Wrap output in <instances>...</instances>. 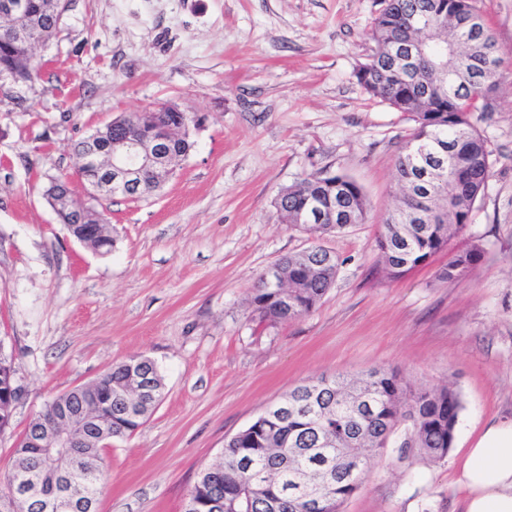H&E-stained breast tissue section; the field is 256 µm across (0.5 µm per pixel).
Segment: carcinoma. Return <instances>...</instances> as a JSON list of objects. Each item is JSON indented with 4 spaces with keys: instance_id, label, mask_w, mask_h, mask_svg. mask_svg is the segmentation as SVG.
<instances>
[{
    "instance_id": "obj_1",
    "label": "carcinoma",
    "mask_w": 512,
    "mask_h": 512,
    "mask_svg": "<svg viewBox=\"0 0 512 512\" xmlns=\"http://www.w3.org/2000/svg\"><path fill=\"white\" fill-rule=\"evenodd\" d=\"M33 16V33L52 36L71 0H25ZM370 39L375 47L357 71L358 83L374 97L387 101L415 123L401 147L395 169L401 197L382 225L378 249L393 276L425 263L444 250L452 235L468 224L476 201L484 193L490 174L491 150L474 123L475 114L492 111L488 87L496 85L498 58L490 28L482 23L476 38L460 17L474 5L468 0H381ZM414 17V36L440 31L445 50L457 38L471 40L466 52L477 77L462 75L454 83L437 77L440 60L427 52L420 71L411 72L393 62L391 53L402 37L404 19ZM35 64L21 58L20 50L0 21V70L19 80L30 77ZM172 121L159 112L158 123L148 126L137 114L129 115L123 132L132 137H161ZM319 202V213L336 209L343 222L297 223L308 197ZM277 212L292 226L318 239L363 224L367 199L350 177L311 173L284 190ZM483 248L474 242L450 256L441 276L450 281L467 277L481 262ZM288 271V289H255L251 298L260 319L275 325L312 312L332 288L338 262L324 264L320 246L281 258ZM12 357H0V405L8 402ZM99 403L95 410L112 419V437L132 435L161 402L165 384L156 364L143 356L115 363L94 381ZM462 408L460 394L450 385L414 389L401 375L381 368L369 369L354 379L320 377L294 388L268 407L266 417L224 443L220 459L205 468L188 496L221 501L223 512H275L280 501L293 504L292 512L308 510L309 487L320 486L326 495L323 512L341 507L361 486L371 461L388 447L404 422L410 423L398 446V458L411 456L428 462L444 460L452 447ZM83 471L70 484L71 495L88 503L82 512H97L102 481L101 449H83ZM37 465L31 448L17 452L11 468L27 475Z\"/></svg>"
}]
</instances>
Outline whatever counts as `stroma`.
Here are the masks:
<instances>
[{
    "mask_svg": "<svg viewBox=\"0 0 512 512\" xmlns=\"http://www.w3.org/2000/svg\"><path fill=\"white\" fill-rule=\"evenodd\" d=\"M475 5L499 58L493 110L475 122L490 176L444 251L394 277L377 238L413 123L355 76L380 0H71L32 77L0 71V344L25 390L0 434V479L46 401L143 355L165 396L107 449L97 512H183L197 473L268 405L377 367L418 389L453 384L462 409L444 461L387 448L343 512H462L466 448L512 420V0ZM163 103L203 116L192 150L159 193L96 202L110 254L74 240L45 196L63 177L85 200L74 144ZM326 172L363 188L367 220L321 238L338 272L311 313L260 322L259 275L313 243L274 200ZM474 241L473 272L441 278Z\"/></svg>",
    "mask_w": 512,
    "mask_h": 512,
    "instance_id": "35a3bbf8",
    "label": "stroma"
}]
</instances>
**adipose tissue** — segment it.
Wrapping results in <instances>:
<instances>
[{"mask_svg":"<svg viewBox=\"0 0 512 512\" xmlns=\"http://www.w3.org/2000/svg\"><path fill=\"white\" fill-rule=\"evenodd\" d=\"M464 512H512V421L486 427L457 472Z\"/></svg>","mask_w":512,"mask_h":512,"instance_id":"adipose-tissue-1","label":"adipose tissue"}]
</instances>
